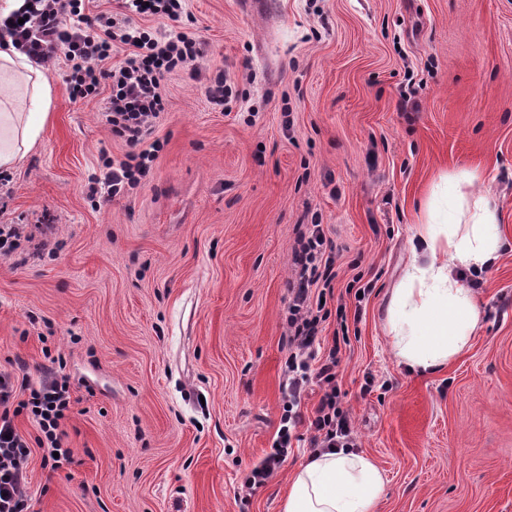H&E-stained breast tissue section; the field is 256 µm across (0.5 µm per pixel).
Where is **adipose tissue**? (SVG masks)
<instances>
[{
    "mask_svg": "<svg viewBox=\"0 0 512 512\" xmlns=\"http://www.w3.org/2000/svg\"><path fill=\"white\" fill-rule=\"evenodd\" d=\"M52 103L43 66L1 45L0 168H14L38 143ZM429 217L414 235V259L389 306L395 355L418 372L439 367L467 344L480 314L472 288L453 271L484 268L500 243L495 211L481 197L465 206L457 180L434 196ZM383 491L382 474L366 455L318 452L295 471L282 512H376Z\"/></svg>",
    "mask_w": 512,
    "mask_h": 512,
    "instance_id": "ef3b65f1",
    "label": "adipose tissue"
}]
</instances>
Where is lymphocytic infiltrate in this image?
Wrapping results in <instances>:
<instances>
[{
    "label": "lymphocytic infiltrate",
    "instance_id": "lymphocytic-infiltrate-1",
    "mask_svg": "<svg viewBox=\"0 0 512 512\" xmlns=\"http://www.w3.org/2000/svg\"><path fill=\"white\" fill-rule=\"evenodd\" d=\"M184 12L185 0H124L119 14L87 11L85 0H31L22 19L9 21L8 35L31 60L45 64L64 56L65 83L72 99H92L104 84L111 90L104 107L106 122L128 152L122 160H104V175L91 179L89 197L97 205L111 203L137 186L163 149V142L151 140L150 134L167 108L161 90L165 76L179 71L195 78L201 75L202 43L175 28L161 29L165 23L175 25ZM137 15L153 18V25L134 24ZM118 44L127 46L128 52L116 62L112 49ZM335 254L334 240L317 222L294 252L296 277L288 303L291 352L283 414L271 451L253 465L246 488L261 487L273 476L286 460L298 427H307L313 450L355 445L351 419L341 406L336 384L339 348L334 345L323 353L316 349L326 319L323 300L332 295L337 277ZM312 384L321 396L307 415L300 403ZM26 410L38 425L37 442L48 450L45 460L51 471L72 460L70 449L63 444L62 425L70 411L66 385L52 375L35 386L1 372L0 512H32L25 491L30 446L14 423Z\"/></svg>",
    "mask_w": 512,
    "mask_h": 512
}]
</instances>
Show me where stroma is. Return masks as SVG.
<instances>
[{
  "mask_svg": "<svg viewBox=\"0 0 512 512\" xmlns=\"http://www.w3.org/2000/svg\"><path fill=\"white\" fill-rule=\"evenodd\" d=\"M184 32L233 97L212 106L165 77L149 176L111 205L87 196L128 148L108 86L72 101L63 58L37 145L0 177V371L38 383L55 357L71 394L51 473L28 415L36 512H281L293 448L245 487L283 414L292 253L313 221L336 243L349 315L336 380L359 452L381 471L377 512H512V0H187ZM477 177L498 216L497 261L466 277L479 324L430 373L391 348L389 304L408 240L444 177ZM371 285L364 301L346 287ZM371 392H364V384ZM21 228L15 224L0 226V257L8 259L13 256L21 245Z\"/></svg>",
  "mask_w": 512,
  "mask_h": 512,
  "instance_id": "obj_1",
  "label": "stroma"
}]
</instances>
